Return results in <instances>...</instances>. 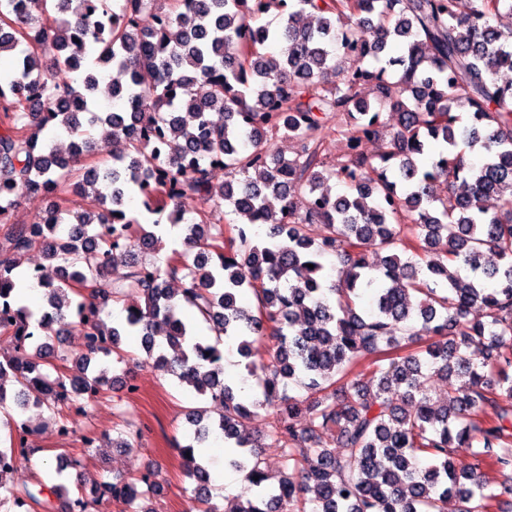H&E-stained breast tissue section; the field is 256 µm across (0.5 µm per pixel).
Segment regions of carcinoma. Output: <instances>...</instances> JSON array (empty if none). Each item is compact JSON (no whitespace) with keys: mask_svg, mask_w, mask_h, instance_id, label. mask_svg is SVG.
I'll return each mask as SVG.
<instances>
[{"mask_svg":"<svg viewBox=\"0 0 512 512\" xmlns=\"http://www.w3.org/2000/svg\"><path fill=\"white\" fill-rule=\"evenodd\" d=\"M29 2L21 13L0 0V54H14L0 76V294L39 250L52 270L40 284L49 314L85 342L75 368L44 373L53 337H29L24 305L0 318V335L15 341L0 355L6 427L33 409L67 419L65 408L109 383L89 379L91 360L135 334L146 362L211 401L186 413L193 440L215 432L239 448L229 465L256 498L238 512H490L497 494L484 469L512 475V83L499 81L512 70V31L492 23L512 0H474L467 14L458 0ZM272 7L278 14L256 23ZM62 66L79 68L78 85L49 80ZM330 69L341 83L325 84ZM103 70L123 77L112 92L119 111L96 108ZM332 118L349 148L337 164L326 161ZM52 121L71 137L66 155L39 141ZM389 126L375 163L360 144ZM93 130L123 149L75 170ZM278 134L297 144L293 158L261 150ZM474 151L478 165L466 161ZM216 164L228 175L221 186ZM333 177L348 192L331 195ZM64 180L90 207L55 202L37 233L10 223L18 190L44 198ZM127 196L150 215L173 206L193 259L173 248L163 267L136 260L163 238L160 224L127 215ZM184 197L200 203L192 218L178 209ZM221 200L241 222L213 221ZM121 254L128 271L113 281ZM323 254L338 258L339 281L325 278ZM372 286L363 315L357 300ZM246 290L254 310L240 301ZM77 301L88 312L72 323L65 311ZM110 301L128 303L124 322L103 320ZM187 305L214 337L198 335ZM225 341L246 359L271 343L258 395H242L211 362ZM430 376L444 379L446 397L431 396ZM291 382L306 394H288ZM213 408L218 419L205 421ZM264 414L281 459L274 477L263 444L242 434ZM323 435L332 445H319ZM180 456L191 500L219 512L193 445ZM105 494L120 512H155L165 487L114 474L99 496L72 498L62 484L21 491L0 469V508L91 512Z\"/></svg>","mask_w":512,"mask_h":512,"instance_id":"obj_1","label":"carcinoma"}]
</instances>
